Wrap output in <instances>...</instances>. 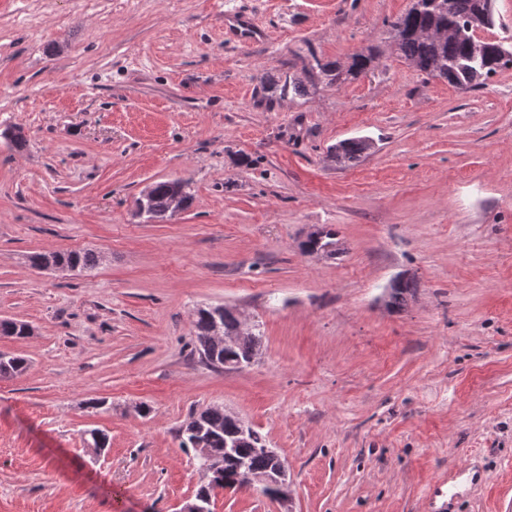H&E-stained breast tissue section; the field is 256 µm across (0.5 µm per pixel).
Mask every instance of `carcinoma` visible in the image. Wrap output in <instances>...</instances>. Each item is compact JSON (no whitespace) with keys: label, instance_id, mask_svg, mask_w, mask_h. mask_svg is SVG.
Wrapping results in <instances>:
<instances>
[{"label":"carcinoma","instance_id":"obj_1","mask_svg":"<svg viewBox=\"0 0 512 512\" xmlns=\"http://www.w3.org/2000/svg\"><path fill=\"white\" fill-rule=\"evenodd\" d=\"M445 0H413L412 6L402 15L389 23V31L396 38L398 50L419 71L433 77L443 79L448 84L469 91L483 84L492 74L512 66L504 63L494 65L498 47L496 42L485 43L483 59L473 57V49L469 41L471 16L475 11V0H451L449 10L441 8ZM453 27L462 32V36L446 41H436L421 34L431 27ZM374 61V55L360 53L352 58L347 68L323 63L313 58V64L306 68L312 81L340 84L356 78ZM368 149L363 139H349L336 144L333 157L336 163L345 164L357 160ZM183 190L184 203L192 200L187 184L180 181H160L149 189L144 199L145 216L152 221H160L169 213L170 197L176 189ZM31 265L39 268L50 262H63L71 270L88 272L98 263V256L91 250L35 253L29 256ZM414 284L402 279L393 281L389 286L390 303L401 307L407 295L412 292ZM218 322L226 336L236 333L239 318L232 308L224 307L219 314ZM195 350L208 365L222 369L224 363L230 361L246 367L259 352L263 334L257 330L245 343L224 348L214 342L213 318L208 313L197 312L193 320ZM29 324L21 320L0 319V336L22 338L27 336ZM5 359L0 361V377H13L28 369V360L20 355L3 353ZM240 422L222 407H212L192 414L177 430L180 447L195 448V439L202 436L207 458L224 462V470L232 474L240 467H245L256 475H270L277 465L274 458L266 451V439L257 430L250 431L248 436H239ZM231 449L226 454L225 449ZM205 458V459H207ZM205 459L198 458L199 466H205Z\"/></svg>","mask_w":512,"mask_h":512}]
</instances>
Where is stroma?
<instances>
[{
    "instance_id": "stroma-1",
    "label": "stroma",
    "mask_w": 512,
    "mask_h": 512,
    "mask_svg": "<svg viewBox=\"0 0 512 512\" xmlns=\"http://www.w3.org/2000/svg\"><path fill=\"white\" fill-rule=\"evenodd\" d=\"M409 6L0 0V131L26 139L0 134V318L35 330L0 337L30 361L0 378V512H181L205 477L175 431L211 406L291 489H218L213 512H512V69L470 91L418 71L389 37ZM370 48L344 83L304 71ZM352 138L370 149L337 166ZM163 180L190 206L137 217ZM316 230L335 255L303 253ZM75 248L98 265L27 261ZM217 304L260 327L247 368L194 349Z\"/></svg>"
}]
</instances>
